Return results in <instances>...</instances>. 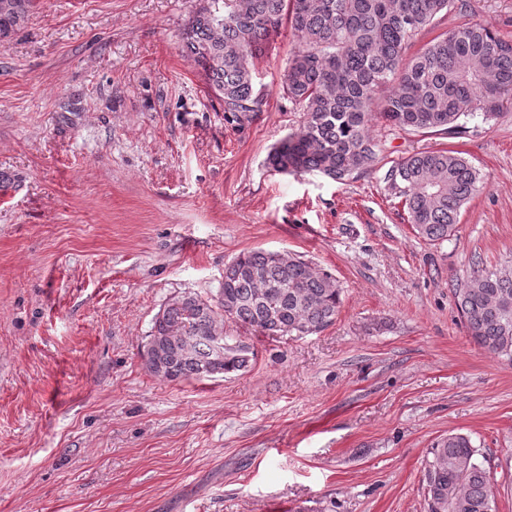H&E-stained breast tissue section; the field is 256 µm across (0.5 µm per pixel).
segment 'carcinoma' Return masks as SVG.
<instances>
[{
  "label": "carcinoma",
  "mask_w": 512,
  "mask_h": 512,
  "mask_svg": "<svg viewBox=\"0 0 512 512\" xmlns=\"http://www.w3.org/2000/svg\"><path fill=\"white\" fill-rule=\"evenodd\" d=\"M188 23L181 52L205 75L226 112H259L256 65L282 26L297 39L282 90L305 112L303 124L275 145L267 164L278 173L316 172L343 182L372 170L381 123L405 131L454 134L470 116L496 118L512 101V40L489 27L464 25L408 47L440 15L465 0H205ZM33 0H0V38L28 17ZM386 182L401 197L417 234L444 242L458 231L478 173L461 153L430 149L395 162ZM468 336L481 349L512 361V265H474L455 290ZM341 291L327 272L294 256L274 264L261 248L224 268L211 300L172 298L155 319L144 358L148 370L181 382L245 370L254 350L214 334L224 318L263 336H309L331 325ZM423 482L427 512H495L488 471L464 434L430 448Z\"/></svg>",
  "instance_id": "1"
}]
</instances>
